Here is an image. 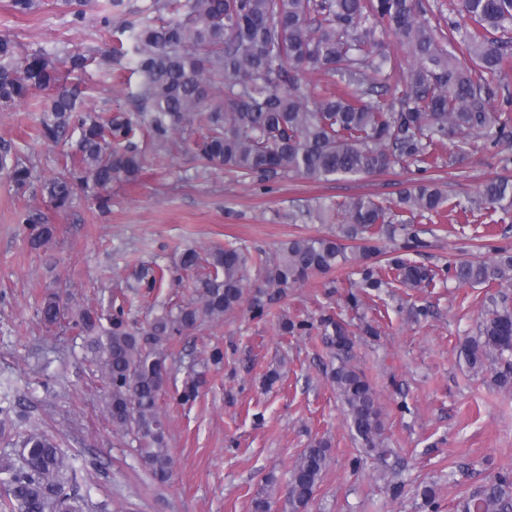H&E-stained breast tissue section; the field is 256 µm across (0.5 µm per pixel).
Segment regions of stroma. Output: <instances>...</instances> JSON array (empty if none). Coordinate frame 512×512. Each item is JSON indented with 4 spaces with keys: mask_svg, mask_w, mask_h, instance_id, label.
I'll list each match as a JSON object with an SVG mask.
<instances>
[{
    "mask_svg": "<svg viewBox=\"0 0 512 512\" xmlns=\"http://www.w3.org/2000/svg\"><path fill=\"white\" fill-rule=\"evenodd\" d=\"M0 35L20 52L91 53L86 71L70 86L81 88L101 119L134 109L137 76L112 47L128 41L122 15H106L91 0L75 21L61 0H37L27 16L0 0ZM49 98L36 91L0 108V147L19 151L41 178L50 177L72 152L37 136V119ZM467 160L448 165L453 145L438 147L426 171L398 166L387 173L325 182L300 177L258 185L217 167L204 166L181 138L147 151L134 183L113 184L107 206L77 187L71 206L51 208L38 189L16 193L0 171V396L19 400L27 415L0 414V455L10 453L27 428L53 435L75 458L81 493L110 512H252V500L268 476L285 483L288 471L314 437L331 442L330 462L312 512H454L459 498L500 475L512 476V391L499 389L494 370L473 373L459 357V343L474 335L491 296L502 289L445 278V267L482 256V244L512 243V212L451 211L414 223L425 248L413 260L433 269L420 290L394 285L380 293L359 290L355 268L344 267L288 289L267 315L249 305L222 322L177 338L169 349L167 388L201 375L199 395L181 405L159 401L174 461L166 486L153 484L130 437L113 430L105 411L108 387L87 359L78 330L47 329L36 316L41 298L62 294L69 306L107 311L125 308L130 323L177 308L193 297V273L183 271L185 249L200 253L233 242L250 254H270L292 235H325L330 225L306 219L317 202L367 195L395 198L407 182L429 177L445 183L451 200L476 196L512 159V138L491 146L466 138ZM41 212L55 225L43 249L29 245V228L18 216ZM159 277L153 290L134 289L141 268ZM359 297L358 308L347 304ZM334 315L352 325L371 322L375 335L360 336L355 364L376 391L383 412L384 443L393 454L382 467L359 447L340 400L327 378L332 353L318 322ZM311 322L295 336L279 334L281 319ZM224 353L213 365V349ZM277 371L280 379L268 384ZM435 490L433 503L415 493Z\"/></svg>",
    "mask_w": 512,
    "mask_h": 512,
    "instance_id": "35a3bbf8",
    "label": "stroma"
}]
</instances>
